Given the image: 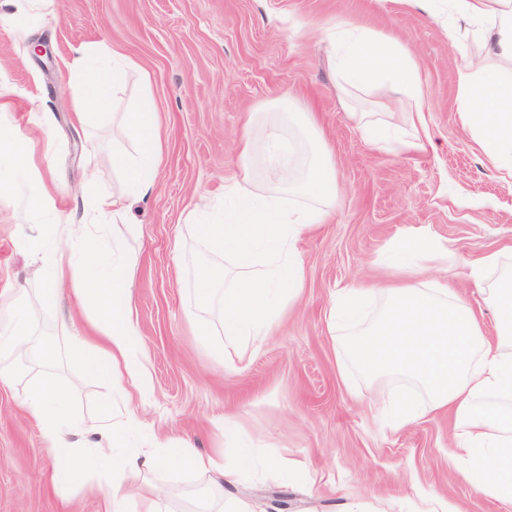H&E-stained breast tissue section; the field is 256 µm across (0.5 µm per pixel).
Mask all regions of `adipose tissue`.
Listing matches in <instances>:
<instances>
[{
	"mask_svg": "<svg viewBox=\"0 0 512 512\" xmlns=\"http://www.w3.org/2000/svg\"><path fill=\"white\" fill-rule=\"evenodd\" d=\"M449 11L467 21V28L448 34L457 52L459 110L464 130L472 134L487 161L512 176V0H449ZM489 36L488 59L472 56L467 37ZM330 47L338 51L343 88H357L381 80L414 102L410 133L389 122L390 105L356 107L349 117L366 141L400 153L425 150L430 132L425 118V92L419 66L409 51L389 36H377L354 22L332 34ZM104 49L80 51L76 64L82 102L99 109L107 105ZM125 129L140 142L137 161L124 154L112 157L123 170L135 195L148 192L161 160L158 117L149 107L128 113ZM438 248L418 238L405 240L395 252L397 281L386 289L383 314L366 331L355 356L360 369L371 376L388 372L415 379L426 391L425 405L403 398L396 419L405 425L432 413L453 412L458 432L455 455L469 463V477L486 494L512 501V274L502 273L488 294L497 311L494 332L466 300L447 282L422 284L419 262ZM77 304L95 308V338L84 340L82 360L97 379L123 388L144 391L149 371L140 357V332L131 316L134 280L120 248L99 265H72ZM32 336L28 309L16 303L0 316V354L22 356ZM63 389L51 381L34 384L23 401L37 419L48 451L58 462L53 484L58 490L92 476L110 477L111 512H169L164 498L144 491L129 497L124 490L127 473L140 469L162 470L169 464L220 480L198 497L191 512H244L240 504L225 501L224 486L252 467L244 456L229 462L225 456L198 451L190 443L178 446L154 440L147 453L120 452L125 432L137 426L127 415L114 426L111 407H104L96 424L85 427L69 419L62 404Z\"/></svg>",
	"mask_w": 512,
	"mask_h": 512,
	"instance_id": "adipose-tissue-1",
	"label": "adipose tissue"
}]
</instances>
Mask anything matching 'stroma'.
Instances as JSON below:
<instances>
[{"label": "stroma", "instance_id": "1", "mask_svg": "<svg viewBox=\"0 0 512 512\" xmlns=\"http://www.w3.org/2000/svg\"><path fill=\"white\" fill-rule=\"evenodd\" d=\"M348 20L394 37L417 61L428 94L427 150L373 147L349 120L351 107L378 105L393 92L385 82L342 89L327 46ZM28 24V42L41 54L25 52L0 20V92L10 103L0 127L24 135L34 161L21 176L0 155V181L12 185L0 192V310L24 286L32 343H51L55 356L25 364L0 356V366L16 371L12 385H0V512H104L111 492L94 481L63 497L48 484L54 461L22 405L30 385L47 377L67 386L68 403L86 424L106 399L114 422L134 412L139 430L130 446L157 437L208 453H249L255 468L224 488L247 512H415L431 497L450 512H512V502L487 496L454 460L453 414L389 425L401 396L422 402L424 390L403 376H364L346 352L357 328L335 331L329 322L340 289L391 281L382 261L405 235L471 258L504 251L501 267L512 272V184L463 129L456 53L418 0H40ZM97 47L130 66L109 83L108 109L80 123L74 60ZM145 98L158 114L162 162L123 223L100 231L104 240L122 239L133 273L132 316L152 388L131 402L83 369L78 332L89 328L92 308L74 303L69 284L51 305L41 288L49 270L67 271L76 258V232L89 220L85 186L128 194L112 154L136 156L138 141L121 126ZM284 106L315 116L336 169V211L295 244L304 282L281 325L263 341L228 345L222 329L200 335L188 315L200 249L190 224L199 209L222 205L241 166L248 115ZM37 183L48 196L34 210L27 199ZM129 223L137 236H127ZM420 278L447 279L494 328L495 309L469 267L428 259ZM218 420L224 430L215 428ZM214 481L172 468L143 471L128 484L158 489L171 512H185ZM277 495L285 501L278 509Z\"/></svg>", "mask_w": 512, "mask_h": 512}]
</instances>
